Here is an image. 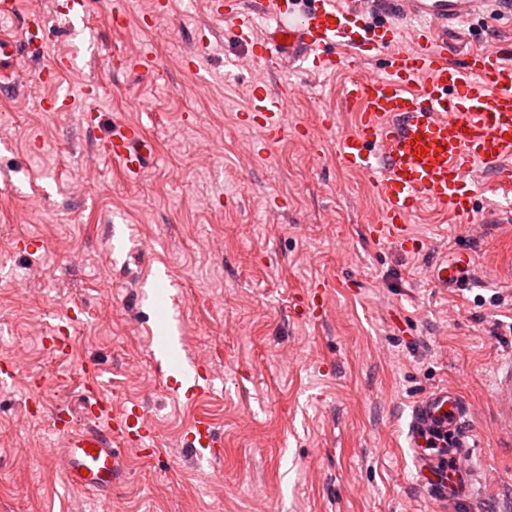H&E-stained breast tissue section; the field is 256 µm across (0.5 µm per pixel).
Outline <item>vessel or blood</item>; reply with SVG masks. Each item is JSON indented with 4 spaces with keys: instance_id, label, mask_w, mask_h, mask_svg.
Instances as JSON below:
<instances>
[{
    "instance_id": "b4317fda",
    "label": "vessel or blood",
    "mask_w": 512,
    "mask_h": 512,
    "mask_svg": "<svg viewBox=\"0 0 512 512\" xmlns=\"http://www.w3.org/2000/svg\"><path fill=\"white\" fill-rule=\"evenodd\" d=\"M486 0H224L215 11L224 18L234 41L249 61L265 73L282 70L301 58L319 70L342 63L361 64L368 51L394 46L387 69L347 82L346 103L359 109L354 130L341 137L337 157L344 167L367 179L383 208L370 237L404 244L408 226L422 203L451 210L461 221L474 214L480 193L473 173L483 168L503 191L512 190V49L491 44L471 50L456 64L440 44L456 24L481 15ZM414 18L421 26L405 37L399 22ZM266 20L264 36L255 32ZM26 38L0 33V70L9 71ZM293 85L270 90L252 85L251 110L260 119L266 144L288 131L284 112L296 94ZM97 151L130 177L138 176L154 154L142 128L111 126ZM471 254L451 252L432 264L431 280L443 288L463 289ZM334 280L317 284L312 298H293L297 314L313 310L324 318ZM152 367L168 389L195 401L212 384L200 362H184L168 349L152 352ZM499 408L496 430L512 437V360L500 363L495 391ZM82 411L87 428L71 433L59 464L69 483L111 500L112 488L127 476L124 448L149 449L154 429L141 406L115 413L110 403L87 387ZM469 401L452 386L424 393L413 405L406 438L417 474L432 497L450 499L465 490L464 475L448 478L449 462L460 461L466 448ZM447 439L444 453H425L428 438ZM194 448L217 444L212 422L194 418L186 436Z\"/></svg>"
}]
</instances>
